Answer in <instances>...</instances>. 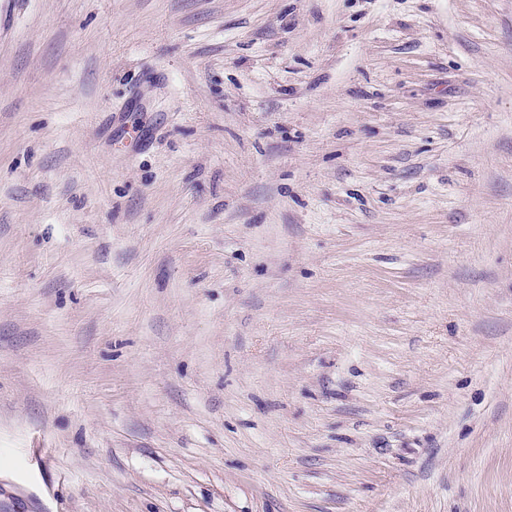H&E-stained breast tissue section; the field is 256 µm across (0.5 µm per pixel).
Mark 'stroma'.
I'll use <instances>...</instances> for the list:
<instances>
[{"instance_id": "1", "label": "stroma", "mask_w": 512, "mask_h": 512, "mask_svg": "<svg viewBox=\"0 0 512 512\" xmlns=\"http://www.w3.org/2000/svg\"><path fill=\"white\" fill-rule=\"evenodd\" d=\"M0 512H512V0H0Z\"/></svg>"}]
</instances>
